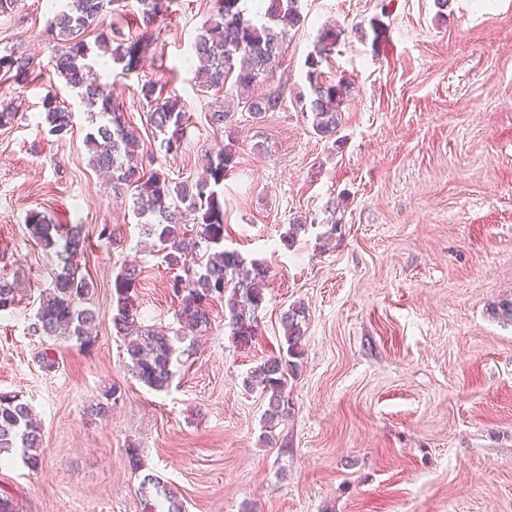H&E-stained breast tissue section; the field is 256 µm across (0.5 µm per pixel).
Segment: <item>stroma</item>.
I'll return each mask as SVG.
<instances>
[{
	"label": "stroma",
	"instance_id": "1",
	"mask_svg": "<svg viewBox=\"0 0 512 512\" xmlns=\"http://www.w3.org/2000/svg\"><path fill=\"white\" fill-rule=\"evenodd\" d=\"M210 0H177L142 71L104 80L170 180L195 179L206 150L236 141L224 180V246L266 262L261 332L233 342L223 304L184 342L164 391L136 380L112 333L113 282L140 272L142 324L176 332L172 276L130 198L115 197L90 161L85 107L50 64L48 0L0 15V55L33 54L21 86L0 74V279L18 302L0 315V391L20 394L40 423L43 463L0 462V492L18 512H143L141 482L158 476L185 512H512V323L491 313L512 297V0H300L281 62L258 86L278 111L209 121L228 94L202 92L193 44ZM340 41L323 70L345 80L333 138L315 134L299 93L324 25ZM162 81L188 117L175 155L160 148L137 89ZM74 113L49 131L42 99ZM79 224L76 263L94 283L88 348L32 331L58 268L28 231L30 212ZM314 224L293 248L291 224ZM341 230L322 241L331 224ZM109 227L110 237L100 235ZM304 304L303 369L291 416L264 441L267 400L243 380L284 341L281 314ZM56 360L45 371L42 354ZM116 389L108 416L89 404ZM137 449L142 469L129 465Z\"/></svg>",
	"mask_w": 512,
	"mask_h": 512
}]
</instances>
